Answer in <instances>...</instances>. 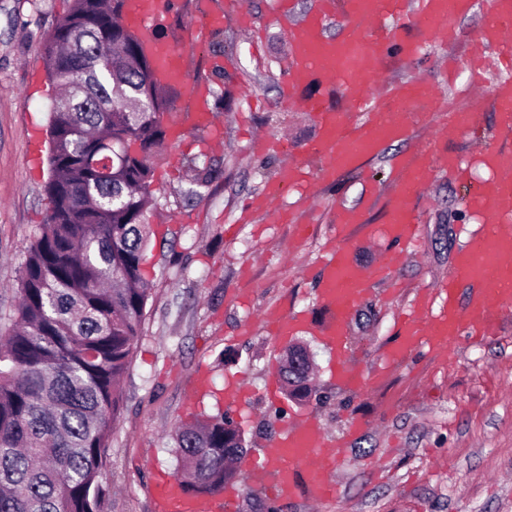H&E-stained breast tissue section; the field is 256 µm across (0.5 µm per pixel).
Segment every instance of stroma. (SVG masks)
I'll list each match as a JSON object with an SVG mask.
<instances>
[{
  "label": "stroma",
  "mask_w": 512,
  "mask_h": 512,
  "mask_svg": "<svg viewBox=\"0 0 512 512\" xmlns=\"http://www.w3.org/2000/svg\"><path fill=\"white\" fill-rule=\"evenodd\" d=\"M239 2L252 27L241 26L225 0H214L224 13L219 28H210L190 2L164 29L174 41L186 24L201 31L191 47L190 82L207 87L204 105L220 134L212 136L184 114L179 134L168 136L155 159L159 205L149 222L160 234L147 254L151 298L122 383L124 410L102 473L109 489L102 512H154L156 478L176 468L171 431L191 415L224 410L243 427L251 459L273 427L294 415L315 413L327 438L347 437L345 464L335 474L337 498L319 506L302 499L282 503L279 512H512V317L493 339L453 345L451 368L424 350L396 363L381 355L399 314L447 278L460 246L479 228L461 196L464 183L488 178L486 150H512V140L496 136L498 113L483 109L470 134L438 141L440 151L463 158L467 177L441 171L422 189L420 239L396 271L400 292L386 297L389 284L379 280L354 310L351 357L370 383L353 393L332 378L330 357L312 333L326 317L318 302V268L335 235L329 209L360 206L368 225L383 224L390 162L425 142L431 123L421 121L410 139L390 142L367 161L378 197L368 196L354 172L318 188L325 210L309 226L304 244L289 252L295 225L275 223L251 203L277 179L289 151L306 148L305 166H318L308 151L316 131L302 106L281 105L290 54L286 24L274 18L269 0ZM71 5L72 0H0V317L16 303L21 263L49 210L44 186L53 90L41 42ZM491 8L492 0H479L458 17L451 48L432 44L413 62L388 60L386 74L429 78L434 91L468 107L471 70L459 67L444 82L440 60L450 52L465 57ZM218 33L224 36L220 54L211 47ZM259 134L274 142L261 154L251 148ZM192 159L216 171L198 197L186 194ZM275 307L311 319L312 329L294 339L312 354V383L327 402L273 395L270 367L286 348L264 328V313ZM233 381L243 389L244 404L229 411L224 392ZM358 419L366 426L351 433Z\"/></svg>",
  "instance_id": "obj_1"
}]
</instances>
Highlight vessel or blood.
Returning a JSON list of instances; mask_svg holds the SVG:
<instances>
[{"mask_svg":"<svg viewBox=\"0 0 512 512\" xmlns=\"http://www.w3.org/2000/svg\"><path fill=\"white\" fill-rule=\"evenodd\" d=\"M165 0H126L122 14L125 26L146 37L161 25L168 13ZM294 0H270L279 19L288 21L291 60L283 104L294 101L298 89L311 84L324 87L325 96L304 99L311 113L317 140L313 146L321 158L316 173L304 165H285L276 186L256 199V210L271 213L275 222L288 220L276 201L283 188L306 186L313 198L315 184H332L350 170L376 157L383 146L397 138H409L418 117L431 112L448 115V128L466 133L475 126L476 115L449 109L445 99L419 81L383 83L381 65L391 55L417 57L431 41L450 40L457 11L470 9L469 0H311L304 18L291 22ZM343 23L338 36L327 32L335 17ZM496 53L512 65V0H496L495 18L469 45L467 59L482 63ZM158 69L173 87L189 81L185 49L172 40L153 46ZM486 98L499 113L503 135L512 134V80L491 84ZM491 178L470 187L467 207L475 213L481 230L471 235L457 254L454 272L423 293L410 315L400 319L397 340L385 352L395 361L409 351L427 346L429 352L445 356L462 337L480 331L496 334L503 316L512 313V152L489 150L484 158ZM455 154H440L431 145L416 146L393 164V189L386 201L384 224L374 237L390 252L388 263L374 271L357 264L348 241L351 229L364 226L361 208L336 212V241L329 244L319 266L320 300L329 317L318 330V339L333 359L331 374L344 387L359 392L368 380L349 361L347 320L370 292L376 274L391 275L416 244L414 198L436 172L459 168ZM466 299H459V291ZM269 331L284 340L305 326V316L273 310L267 313ZM326 438L319 418L303 415L293 425H283L262 450L256 468L269 478L265 492L281 501L303 497L323 502L335 496L332 476L344 461L342 452ZM237 497L232 487L217 496L185 493L171 477L160 479L155 494L156 512H235Z\"/></svg>","mask_w":512,"mask_h":512,"instance_id":"b4317fda","label":"vessel or blood"}]
</instances>
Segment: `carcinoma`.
<instances>
[{"instance_id":"obj_1","label":"carcinoma","mask_w":512,"mask_h":512,"mask_svg":"<svg viewBox=\"0 0 512 512\" xmlns=\"http://www.w3.org/2000/svg\"><path fill=\"white\" fill-rule=\"evenodd\" d=\"M125 0H73L42 43L48 80L68 110L49 112V213L37 225L0 330V512H101V480L123 406L150 288L143 262L153 153L163 148L177 90L155 78L141 37L123 26ZM112 157V171L96 163ZM283 356L279 381L310 399L313 359ZM184 490L211 495L236 481L245 433L202 415L172 436Z\"/></svg>"}]
</instances>
